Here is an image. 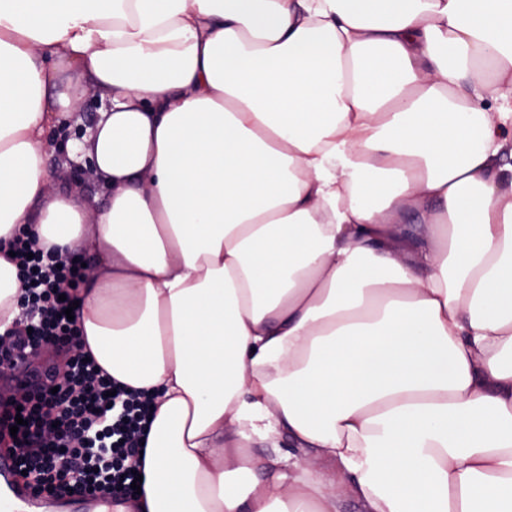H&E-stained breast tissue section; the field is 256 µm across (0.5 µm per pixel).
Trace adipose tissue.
Here are the masks:
<instances>
[{
	"label": "adipose tissue",
	"mask_w": 512,
	"mask_h": 512,
	"mask_svg": "<svg viewBox=\"0 0 512 512\" xmlns=\"http://www.w3.org/2000/svg\"><path fill=\"white\" fill-rule=\"evenodd\" d=\"M20 227L153 398L135 512H512V0H0V334ZM103 105L104 101L100 98L99 95L91 94L86 96L76 111L62 114V116L59 118V122L48 132L47 137L53 145V148L48 152L46 156V169L48 175L50 176L49 178L56 189L66 190L75 186L73 184V173L71 166L77 178H83L87 176L92 170V163L90 160H84L85 164L71 160L70 166L68 158H71L69 155L68 158H66L64 155L67 154L68 140L72 138L81 139V131H74V129L80 127L83 128L85 135L87 130L94 126V124L99 120ZM63 123L71 125L63 126L59 133L60 138L57 143L59 144V147L64 155L59 151L58 145H56L57 129ZM69 126L70 130L74 131V134L68 130Z\"/></svg>",
	"instance_id": "ef3b65f1"
}]
</instances>
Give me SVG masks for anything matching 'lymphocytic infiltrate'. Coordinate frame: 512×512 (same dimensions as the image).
I'll return each mask as SVG.
<instances>
[{"label": "lymphocytic infiltrate", "instance_id": "f902f5d3", "mask_svg": "<svg viewBox=\"0 0 512 512\" xmlns=\"http://www.w3.org/2000/svg\"><path fill=\"white\" fill-rule=\"evenodd\" d=\"M27 301L37 312L33 328L11 333L9 362L18 350L41 343L61 348L78 337L65 311L73 295L62 296L60 281L79 288L84 272L73 257L43 252L27 236L11 244ZM152 398L112 380L94 361L74 353L64 376L48 374L25 397L0 409V448L17 456L37 492L49 495L100 493L116 499L132 492L141 469L142 438L150 423Z\"/></svg>", "mask_w": 512, "mask_h": 512}]
</instances>
